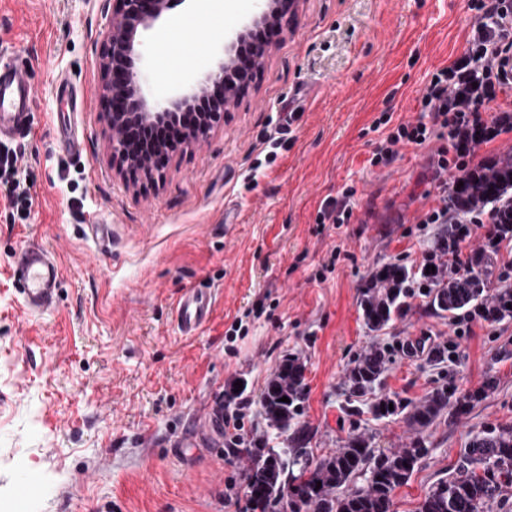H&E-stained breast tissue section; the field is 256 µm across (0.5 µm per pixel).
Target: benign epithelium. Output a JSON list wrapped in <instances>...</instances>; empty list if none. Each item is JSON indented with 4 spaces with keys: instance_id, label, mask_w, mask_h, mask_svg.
<instances>
[{
    "instance_id": "7a95c632",
    "label": "benign epithelium",
    "mask_w": 512,
    "mask_h": 512,
    "mask_svg": "<svg viewBox=\"0 0 512 512\" xmlns=\"http://www.w3.org/2000/svg\"><path fill=\"white\" fill-rule=\"evenodd\" d=\"M283 0H257L259 7L253 15L252 27L232 30L224 35L222 55L214 70L189 79L163 98L148 96L143 87L141 62L149 54L143 33L154 26L176 4L186 0H112V17L105 34L101 54L103 91L107 102L105 119L112 130V164L127 182L139 179L154 180L157 168L146 161H137L129 153L133 135L140 127L169 122L176 115L188 112L207 92L222 93L224 84L240 67L252 72L270 49L268 42L256 45L245 56L242 44L252 30L273 28L283 32L287 10L274 6ZM220 120L216 116L209 122L193 125L187 130L184 144L189 145L206 138Z\"/></svg>"
}]
</instances>
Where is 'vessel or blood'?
I'll return each mask as SVG.
<instances>
[{"instance_id":"b4317fda","label":"vessel or blood","mask_w":512,"mask_h":512,"mask_svg":"<svg viewBox=\"0 0 512 512\" xmlns=\"http://www.w3.org/2000/svg\"><path fill=\"white\" fill-rule=\"evenodd\" d=\"M34 102V89L26 67L14 56L0 52V143L30 134ZM14 271L26 312L41 314L56 307L63 270L51 251L34 244L22 247L14 255ZM212 311L211 289L185 288L174 307L180 334L197 335Z\"/></svg>"}]
</instances>
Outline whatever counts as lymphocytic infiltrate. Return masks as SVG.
<instances>
[{"label": "lymphocytic infiltrate", "instance_id": "f902f5d3", "mask_svg": "<svg viewBox=\"0 0 512 512\" xmlns=\"http://www.w3.org/2000/svg\"><path fill=\"white\" fill-rule=\"evenodd\" d=\"M468 7L475 23L464 52L432 73L416 121L379 117L389 131L370 160L376 166L396 160L407 146L436 143L433 166L440 180L437 204L423 217L427 224L448 221L451 194L470 171L472 132L484 130L490 141L512 131V81L504 76L512 62V0H468Z\"/></svg>", "mask_w": 512, "mask_h": 512}]
</instances>
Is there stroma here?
I'll return each instance as SVG.
<instances>
[{
	"label": "stroma",
	"mask_w": 512,
	"mask_h": 512,
	"mask_svg": "<svg viewBox=\"0 0 512 512\" xmlns=\"http://www.w3.org/2000/svg\"><path fill=\"white\" fill-rule=\"evenodd\" d=\"M110 0H0V50L17 56L35 87L32 133L18 140L19 176L32 204L5 221L0 196V512H245L249 460L225 447L208 422L225 388L244 383V437L265 429L259 398L291 355L305 366L299 421L315 454L352 434L388 451L423 440L428 450L393 494L395 512H415L453 470L471 435L512 426V319L487 323L448 314L413 293L404 314L379 331L362 318L360 292L372 270L397 262L418 272L440 225L421 223L435 203L434 144L410 146L370 166L382 111L414 121L432 72L465 46L467 0H297L241 97L204 141L169 154L152 182L129 185L112 166L100 59ZM233 9L170 10L145 32L148 93L210 71L222 30L247 24ZM194 24L201 44L170 32ZM190 55L174 72L159 50ZM89 92L79 156L56 147L71 114L57 79ZM295 112L281 131L284 112ZM356 190L353 217L318 232L322 203ZM106 226L105 240L88 228ZM29 243L52 251L64 275L56 308L27 314L11 275ZM341 256L326 264L332 249ZM209 286L215 306L197 336L173 321L176 298ZM247 333L230 334L235 321ZM448 345L451 360L428 363ZM391 361L375 395L418 403L455 379L466 390L496 386L465 415L444 411L426 430L404 415L376 418L375 395L348 414L346 375L362 354ZM37 478L35 491L20 485Z\"/></svg>",
	"instance_id": "35a3bbf8"
}]
</instances>
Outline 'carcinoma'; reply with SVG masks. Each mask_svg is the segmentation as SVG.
<instances>
[{"label": "carcinoma", "instance_id": "obj_1", "mask_svg": "<svg viewBox=\"0 0 512 512\" xmlns=\"http://www.w3.org/2000/svg\"><path fill=\"white\" fill-rule=\"evenodd\" d=\"M490 208L492 252L468 253L463 263L443 274L436 263L439 253L458 247L468 235L464 218ZM453 217L446 235L431 252L427 264L435 272L420 270V282L431 297V305L454 314L465 311L488 323L512 319V287L490 293L494 282L512 278V261L498 263V243L512 240V154L484 165L463 180L454 191ZM414 275L399 263L376 269L361 290L360 309L365 323L380 330L406 310ZM386 351L373 348L360 356L347 373V402L358 411L355 400L374 392L386 369ZM495 385L486 378L474 390L460 391L453 383L436 388L413 406L380 397L372 404L377 418L407 412L408 422L419 429L428 427L448 406L464 413ZM304 365L297 357L287 358L267 381L259 400L266 430L243 452L251 466L245 494L251 512H394L393 492L406 484L416 464L428 453L421 440L385 452H375L369 440L350 435L333 453L316 458L308 448L305 426L299 424L300 404L305 399ZM287 397L282 402L280 398ZM366 485L345 493L342 488L358 477ZM512 487V427H491L475 434L463 449L448 478L440 480L425 495L417 512H512L504 495Z\"/></svg>", "mask_w": 512, "mask_h": 512}]
</instances>
